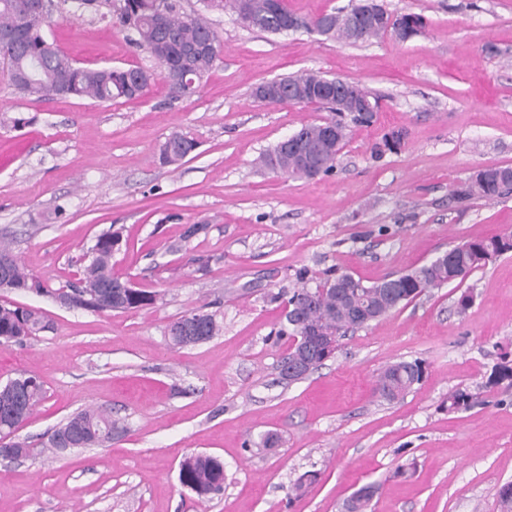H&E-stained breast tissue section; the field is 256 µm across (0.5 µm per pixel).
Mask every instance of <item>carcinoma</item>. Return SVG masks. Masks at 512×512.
Here are the masks:
<instances>
[{
    "instance_id": "cac0c4a2",
    "label": "carcinoma",
    "mask_w": 512,
    "mask_h": 512,
    "mask_svg": "<svg viewBox=\"0 0 512 512\" xmlns=\"http://www.w3.org/2000/svg\"><path fill=\"white\" fill-rule=\"evenodd\" d=\"M363 0H350L346 7L323 12L312 18L300 17L286 7L285 0H203L208 11H229L238 17H250V30L277 35L297 23V27L315 33L327 40L350 45L370 43L394 33L388 25H367L355 35L344 24L343 16L362 12ZM51 0H0V33L14 34L16 38L0 45V54L9 57V79L19 93L38 99L51 96L86 97L99 102L115 99H133L146 95L159 78L166 82L173 99L193 95L197 87L184 81L169 83L166 74L206 75L220 59L223 44L207 18L199 13L187 15L179 0H119L116 19L128 33L129 40L146 50L159 64L160 73L140 68L87 69L77 66L58 48L48 49L43 34L48 25ZM310 96L332 112L319 123L303 124L288 141H279L259 157L261 166L274 173L295 179H310L309 164H322V173L333 171L338 155L346 144L328 141L327 131L335 126L348 129L347 122L369 124L375 113L356 112L336 81L311 71H303L256 85L252 96L268 104L285 100L299 103L301 93ZM401 130L386 134L383 142L374 148L377 155L392 151L403 139ZM196 148L195 141L182 133H174L160 148V161L177 166ZM512 191V167H486L476 172L472 180L455 191L454 199L464 202L474 196L494 198ZM121 232L111 230L97 236L89 248V263L83 267L82 277L67 288L54 289L48 280L30 273L18 260L0 268V282H7L17 290L35 287L41 293L58 296L68 301L73 309L92 312H126L156 303L158 294L129 286L112 272V258L119 249ZM512 252V234H495L468 241L452 248V254H440L429 263L410 271L392 275L382 281L365 284L350 273L328 271L311 288L305 284L310 271L299 272L301 286L290 292L285 303L288 319L276 332L279 337L292 340L283 360H290L308 341L312 333H347L376 321L403 304H407L430 288L464 281L474 270L493 259ZM197 318L193 334L171 335L174 348H184L206 342L218 335L221 326L215 315L201 308L188 312ZM49 328L45 317L36 309L0 305V340L21 343ZM423 376L422 363L398 361L388 365L379 375L375 393L393 402L404 398ZM507 383L512 387V360L503 356L488 378L487 385ZM44 398L39 379L23 373L19 378L0 385V438L13 435L30 417ZM476 394L467 388L448 393V411L456 412L472 407ZM120 430L119 421L112 413L87 407L57 425L48 435L47 448L58 454L72 443L80 448L102 446L112 442V434ZM180 484L200 497L220 492L224 487V463L207 454H191L179 466ZM378 491L374 484L358 488L344 503L343 512H371V503Z\"/></svg>"
}]
</instances>
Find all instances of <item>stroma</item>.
Returning a JSON list of instances; mask_svg holds the SVG:
<instances>
[{"mask_svg":"<svg viewBox=\"0 0 512 512\" xmlns=\"http://www.w3.org/2000/svg\"><path fill=\"white\" fill-rule=\"evenodd\" d=\"M53 0L45 33L81 67L158 70L111 19ZM428 21L403 42L350 46L303 30L272 36L210 13L224 52L193 97L163 82L145 97L101 103L39 100L0 76V240L53 286L76 281L96 236L120 231L113 270L160 293L123 313L69 309L0 289V304L40 310L50 330L0 343V385L40 377L45 397L17 430L35 452L0 458V512H342L378 483L372 512H501L512 482V388H486L512 352V253L460 283L429 289L341 338L334 358L288 381L275 331L297 273L328 269L365 283L422 266L454 246L512 233V192L455 202L473 172L512 166V0H384ZM311 70L361 83L380 98L376 120L352 127L334 172L296 180L259 167L261 153L306 123L315 106L255 100V84ZM400 129L401 147L371 149ZM197 149L159 160L173 133ZM202 232L185 237L189 225ZM474 295L458 312L461 293ZM214 312L219 335L175 349L168 325ZM420 360L403 399L374 392L379 373ZM479 392L450 413L449 391ZM110 410L124 434L102 447L39 452L45 434L88 406ZM277 433L276 447L259 442ZM224 463V489L198 498L179 464ZM316 481L294 494L307 472Z\"/></svg>","mask_w":512,"mask_h":512,"instance_id":"stroma-1","label":"stroma"}]
</instances>
